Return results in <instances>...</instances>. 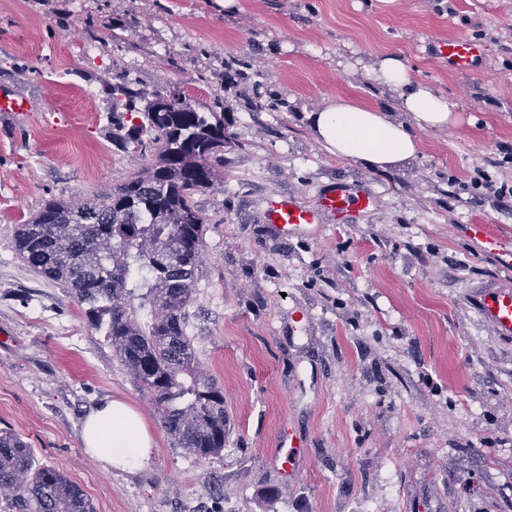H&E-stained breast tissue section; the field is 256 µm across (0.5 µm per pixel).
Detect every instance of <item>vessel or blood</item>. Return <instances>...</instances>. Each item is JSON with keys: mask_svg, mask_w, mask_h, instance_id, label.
<instances>
[{"mask_svg": "<svg viewBox=\"0 0 512 512\" xmlns=\"http://www.w3.org/2000/svg\"><path fill=\"white\" fill-rule=\"evenodd\" d=\"M481 54V45L466 37L449 40L446 46L449 66L459 71L471 70ZM31 108L26 98L0 88V112L22 117ZM372 204V198L359 184L350 183L319 190L311 206L288 197H269L265 202V219L289 233H309L317 229L323 217L344 222ZM470 302L498 335L512 336V286L496 281L478 285Z\"/></svg>", "mask_w": 512, "mask_h": 512, "instance_id": "vessel-or-blood-1", "label": "vessel or blood"}]
</instances>
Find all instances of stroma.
Masks as SVG:
<instances>
[{
    "mask_svg": "<svg viewBox=\"0 0 512 512\" xmlns=\"http://www.w3.org/2000/svg\"><path fill=\"white\" fill-rule=\"evenodd\" d=\"M455 37L481 43L477 69L449 68ZM386 52L454 109L382 173L328 153L305 115L357 99L406 120L366 70ZM123 80L145 100L174 88L217 106L233 138L196 197L207 224L187 325L227 414L205 459L174 447L77 298L15 246L47 198L81 201L138 166L112 144L108 86ZM1 86L32 110L0 112V430L96 512H512V338L465 302L473 283L512 285V265L465 230L512 246V197L472 185L479 165L512 186V0H0ZM272 96L278 110L255 111ZM352 181L377 204L345 223L284 236L264 220L270 195L310 205ZM112 395L156 440L132 472L81 446L84 416Z\"/></svg>",
    "mask_w": 512,
    "mask_h": 512,
    "instance_id": "stroma-1",
    "label": "stroma"
}]
</instances>
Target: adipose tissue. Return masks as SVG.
<instances>
[{"mask_svg":"<svg viewBox=\"0 0 512 512\" xmlns=\"http://www.w3.org/2000/svg\"><path fill=\"white\" fill-rule=\"evenodd\" d=\"M369 69L375 81L392 92L410 124L390 120L385 112L352 99L307 113L316 139L330 153L363 163L370 169H396L414 158L419 142L413 129H441L452 119L448 99L415 81L406 61L394 53L376 55ZM82 446L103 469H132L150 460L154 438L143 416L129 403L108 397L83 423Z\"/></svg>","mask_w":512,"mask_h":512,"instance_id":"adipose-tissue-1","label":"adipose tissue"}]
</instances>
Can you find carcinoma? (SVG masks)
Wrapping results in <instances>:
<instances>
[{"label":"carcinoma","instance_id":"obj_1","mask_svg":"<svg viewBox=\"0 0 512 512\" xmlns=\"http://www.w3.org/2000/svg\"><path fill=\"white\" fill-rule=\"evenodd\" d=\"M112 85V145L147 158L112 188L75 203L52 197L18 225L22 260L68 288L87 326L154 401L173 446L198 458L224 450V386L201 369L186 331L206 219L194 196L224 168V113L160 90L141 109ZM0 494L13 512H96L63 471L0 430Z\"/></svg>","mask_w":512,"mask_h":512}]
</instances>
